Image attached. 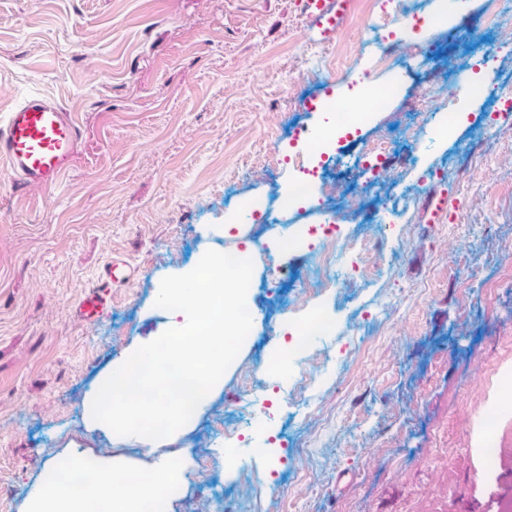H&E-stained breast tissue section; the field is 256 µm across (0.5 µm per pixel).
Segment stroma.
I'll use <instances>...</instances> for the list:
<instances>
[{
    "mask_svg": "<svg viewBox=\"0 0 512 512\" xmlns=\"http://www.w3.org/2000/svg\"><path fill=\"white\" fill-rule=\"evenodd\" d=\"M409 8L432 19L392 21L408 59L395 71L346 38L323 39L296 0H0V122L41 93L82 127L57 186L17 190L0 161V512H31L47 472L73 454L142 478L177 461L161 512H224L242 489L248 512H499L512 501V396L497 386L512 365V130L488 125L499 92L512 91V53L486 73V92L459 101L449 132L442 104L455 73L503 44L512 13L490 29L486 0ZM339 48L347 68L321 71ZM366 71L398 94L348 153L388 132L398 171L379 183L340 162L328 178L360 197L347 231H386L369 256L378 273L322 301L335 330L304 365L271 368L261 359L314 256L241 207L279 205L293 176L271 168L266 149L323 125L304 101L328 88L347 99ZM427 116L429 135L414 144L406 131ZM242 246L255 258L252 328L208 401L152 446L95 420L92 401L118 363L173 325L155 304L162 279ZM113 256L135 277L97 324L76 326L81 296ZM380 305L388 326L372 341L360 320ZM353 338L345 364H325ZM246 371L285 387L307 377L306 401L329 425L288 411L277 423L285 448L266 446L246 408L226 403ZM496 398L490 485L464 422ZM224 423L251 427L250 445L225 448ZM202 451L217 471L208 498L195 474Z\"/></svg>",
    "mask_w": 512,
    "mask_h": 512,
    "instance_id": "stroma-1",
    "label": "stroma"
}]
</instances>
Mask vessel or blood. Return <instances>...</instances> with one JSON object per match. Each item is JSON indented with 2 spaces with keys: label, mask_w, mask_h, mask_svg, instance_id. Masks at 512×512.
<instances>
[{
  "label": "vessel or blood",
  "mask_w": 512,
  "mask_h": 512,
  "mask_svg": "<svg viewBox=\"0 0 512 512\" xmlns=\"http://www.w3.org/2000/svg\"><path fill=\"white\" fill-rule=\"evenodd\" d=\"M302 13L323 38H335L345 24H360L351 0H301ZM81 130L71 112L58 101L32 95L17 104L0 126V160L7 163L20 187H50L73 166ZM135 269L113 257L98 282L78 304L73 318L82 326L97 323L105 314L113 288L128 284Z\"/></svg>",
  "instance_id": "obj_1"
}]
</instances>
